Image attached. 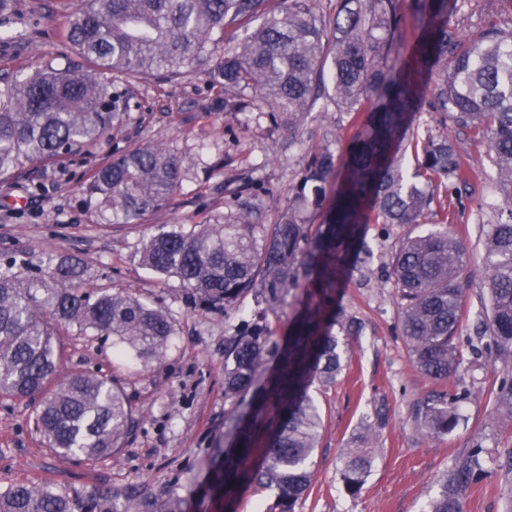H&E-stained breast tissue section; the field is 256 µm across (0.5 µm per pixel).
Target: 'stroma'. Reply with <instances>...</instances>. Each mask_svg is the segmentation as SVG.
Here are the masks:
<instances>
[{"label":"stroma","instance_id":"stroma-1","mask_svg":"<svg viewBox=\"0 0 512 512\" xmlns=\"http://www.w3.org/2000/svg\"><path fill=\"white\" fill-rule=\"evenodd\" d=\"M73 0H14L5 30L12 43L0 44V71L29 74L51 63L62 68L71 49L58 34L60 15ZM512 19V0H462L453 18L464 40ZM112 104L125 110L124 125L113 130L93 154L63 165H33L0 183V256L76 254L108 291H126L165 310L176 324L164 359L148 366L128 364L112 354V342L91 336L78 325L63 328L62 374L92 371L113 376L139 422L109 459L77 460L57 454L34 425L33 401L0 398V490L15 484L49 481L73 499L75 512H87L101 489L135 490L156 497L176 490L189 512H226L223 496L210 489L214 450L224 442V339L237 322L204 310L174 278H160L140 264L139 249L160 224H195L230 213L239 185L263 186L249 203L261 224L276 223L300 182L310 149H341L358 119L354 112H313L296 128L273 125L258 111L227 112L205 72L185 73L167 83L119 77L112 81ZM448 139L472 172L463 189V207L452 231L469 249L462 272L470 283L462 336H475L484 299L480 254L482 225L493 223L506 190L485 139L470 129L449 125ZM159 144L186 159L205 157L166 208L136 219L101 224L87 205L83 181L91 169L125 149ZM404 224L382 230L370 225L371 252L349 274L339 304L344 317L360 324L345 344V368L335 383L315 397L323 428L314 453L312 485L295 512H421L436 492L437 479L475 441L499 455L512 451V421L499 420L492 390L507 370L494 353L475 372L459 370L448 380L471 391L463 420L447 437L432 440L415 426L417 402L434 385L413 366L399 334V309L392 257L400 242L419 229ZM372 442L371 473L358 496L348 495L339 479L345 449ZM464 512H512V470L464 494Z\"/></svg>","mask_w":512,"mask_h":512}]
</instances>
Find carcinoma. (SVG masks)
<instances>
[{"mask_svg": "<svg viewBox=\"0 0 512 512\" xmlns=\"http://www.w3.org/2000/svg\"><path fill=\"white\" fill-rule=\"evenodd\" d=\"M80 0L63 16V36L81 58L25 76L0 74V178L36 163H64L112 136L126 113L107 107L109 76L168 79L208 60V46L231 42L209 71L224 94V111L248 105L271 123L290 126L316 104L364 118L340 154H309L302 183L275 224H255L248 210L230 219L159 230L140 250L141 264L176 277L206 309L227 313L252 293L262 310L238 312V333L224 340V447L211 480L233 504L248 488L270 491L265 512H294L311 485L312 457L323 425L311 388L343 370L334 332L357 331L341 321L338 294L361 261L366 228L418 224L448 191V205L469 182L446 135L411 137L423 107L471 127L488 140L502 183L512 190V29L489 30L465 42L451 27L459 0H336L324 15L317 0ZM411 18L414 41L402 35ZM431 98L426 86L443 59ZM416 168L406 173L407 150ZM198 160L159 145L132 148L95 169L84 188L101 223L128 222L166 206ZM332 190L323 207L326 189ZM325 208L309 224L310 208ZM507 219L484 230L487 318L484 336L466 340L473 358L490 346L512 359V194ZM452 211L441 227L404 239L392 272L400 306L399 330L418 370L439 385L418 403L417 428L450 434L466 394L447 385L460 364L459 328L468 293L461 273L466 244L453 234ZM295 302L288 332L272 340L267 313ZM78 324L112 337L118 356L147 364L162 359L176 334L172 318L126 292L94 286L89 266L74 255L50 254L40 265L0 258V397L42 395L35 425L52 448L89 460L108 459L133 430L132 407L112 378L92 372L48 385L61 368L62 325ZM497 412L512 418V376L493 392ZM373 448H350L340 479L362 489ZM479 441L437 481L427 512H464L466 490L487 477ZM117 493L99 491L89 512H117ZM75 504L49 482L0 491V512H74ZM135 512H185L169 491L146 497Z\"/></svg>", "mask_w": 512, "mask_h": 512, "instance_id": "obj_1", "label": "carcinoma"}]
</instances>
